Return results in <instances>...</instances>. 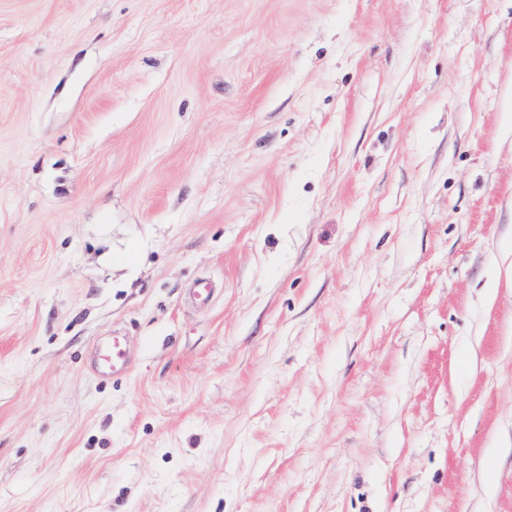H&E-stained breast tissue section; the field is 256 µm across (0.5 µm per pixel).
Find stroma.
I'll return each mask as SVG.
<instances>
[{"instance_id": "35a3bbf8", "label": "stroma", "mask_w": 512, "mask_h": 512, "mask_svg": "<svg viewBox=\"0 0 512 512\" xmlns=\"http://www.w3.org/2000/svg\"><path fill=\"white\" fill-rule=\"evenodd\" d=\"M0 512H512V0H0ZM92 367L102 379H111L123 371L126 367L123 337L114 336L111 341L97 349L92 358Z\"/></svg>"}]
</instances>
